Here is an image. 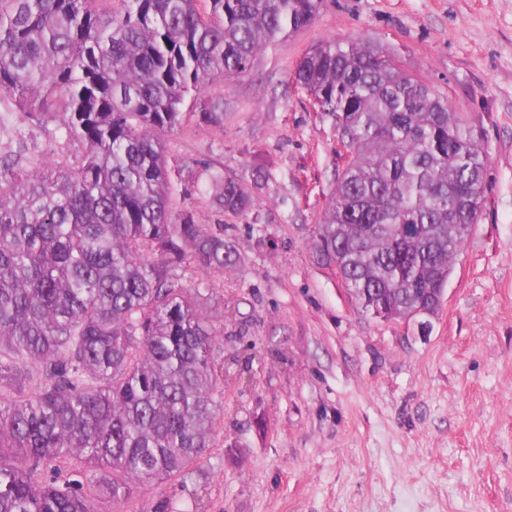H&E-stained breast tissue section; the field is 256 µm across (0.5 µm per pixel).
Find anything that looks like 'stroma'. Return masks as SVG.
Instances as JSON below:
<instances>
[{"mask_svg":"<svg viewBox=\"0 0 512 512\" xmlns=\"http://www.w3.org/2000/svg\"><path fill=\"white\" fill-rule=\"evenodd\" d=\"M364 39L483 133L485 202L427 330L367 315L311 243L344 165L341 132L293 75L317 42ZM224 127L166 137L176 209L220 224L242 262L184 264L218 339L214 445L124 512H512V0H324L317 18L214 81ZM264 176L251 180L254 169ZM250 212L218 210L224 176ZM213 204L225 213L244 215L252 209L253 199L242 177H227L219 181Z\"/></svg>","mask_w":512,"mask_h":512,"instance_id":"obj_1","label":"stroma"}]
</instances>
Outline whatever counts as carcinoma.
I'll return each mask as SVG.
<instances>
[{"instance_id": "cac0c4a2", "label": "carcinoma", "mask_w": 512, "mask_h": 512, "mask_svg": "<svg viewBox=\"0 0 512 512\" xmlns=\"http://www.w3.org/2000/svg\"><path fill=\"white\" fill-rule=\"evenodd\" d=\"M0 0V95L84 149L80 161L0 155V512L120 508L154 480L189 473L224 411V366L179 270L238 264L224 230L174 211L164 135L186 101L251 69L311 24L323 0ZM296 86L336 117L354 156L313 239L340 262L375 319L399 321L448 285L485 197L482 134L447 94L402 70L369 40H324ZM199 122L224 113L199 102ZM466 197L448 215V187ZM217 209L253 199L227 177ZM44 387L25 394L26 366ZM78 479L38 481L61 458Z\"/></svg>"}]
</instances>
